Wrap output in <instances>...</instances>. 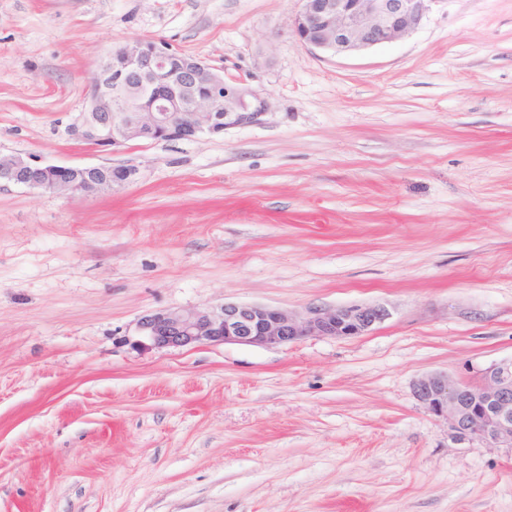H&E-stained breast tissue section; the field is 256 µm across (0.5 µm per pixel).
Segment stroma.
Returning a JSON list of instances; mask_svg holds the SVG:
<instances>
[{
  "label": "stroma",
  "instance_id": "1",
  "mask_svg": "<svg viewBox=\"0 0 512 512\" xmlns=\"http://www.w3.org/2000/svg\"><path fill=\"white\" fill-rule=\"evenodd\" d=\"M297 0H0V156L128 165L0 183V512H512V450L417 401L512 357V0L393 42L299 45ZM160 39L261 90L251 124L72 137L101 57ZM380 304L363 336L137 346L152 312ZM75 174L83 176L81 181ZM138 175L134 167L112 165L59 166L45 165L19 155L1 157L0 182L56 194H91L112 191L133 182Z\"/></svg>",
  "mask_w": 512,
  "mask_h": 512
}]
</instances>
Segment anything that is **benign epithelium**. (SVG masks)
<instances>
[{"label": "benign epithelium", "mask_w": 512, "mask_h": 512, "mask_svg": "<svg viewBox=\"0 0 512 512\" xmlns=\"http://www.w3.org/2000/svg\"><path fill=\"white\" fill-rule=\"evenodd\" d=\"M432 0H298L297 43L346 53L390 43L415 31ZM119 60L121 72H112ZM267 109L262 93L229 83L217 69L155 39L129 40L104 55L88 106L72 132L95 145L133 140L198 139L255 122ZM134 167L45 165L19 155L0 158V182L56 194L112 191L133 182ZM388 317L378 305L311 307L303 316L270 305L226 302L207 310H160L138 323L154 348L235 343L285 346L309 337L347 338L370 333ZM424 409L448 421L460 439L512 449V358L489 367L477 383L445 372L414 384Z\"/></svg>", "instance_id": "benign-epithelium-1"}]
</instances>
